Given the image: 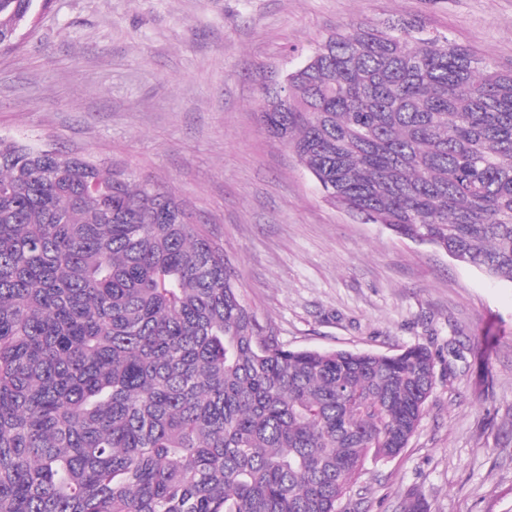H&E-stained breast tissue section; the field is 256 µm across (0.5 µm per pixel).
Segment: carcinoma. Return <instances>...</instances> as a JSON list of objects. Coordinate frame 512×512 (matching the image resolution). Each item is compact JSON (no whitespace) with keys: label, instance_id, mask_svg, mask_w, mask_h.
Listing matches in <instances>:
<instances>
[{"label":"carcinoma","instance_id":"1","mask_svg":"<svg viewBox=\"0 0 512 512\" xmlns=\"http://www.w3.org/2000/svg\"><path fill=\"white\" fill-rule=\"evenodd\" d=\"M260 114L329 204L512 282L511 66L350 24ZM435 380L424 346L288 348L175 195L0 136V512H340Z\"/></svg>","mask_w":512,"mask_h":512}]
</instances>
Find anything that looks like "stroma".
Here are the masks:
<instances>
[{
    "instance_id": "1",
    "label": "stroma",
    "mask_w": 512,
    "mask_h": 512,
    "mask_svg": "<svg viewBox=\"0 0 512 512\" xmlns=\"http://www.w3.org/2000/svg\"><path fill=\"white\" fill-rule=\"evenodd\" d=\"M390 18L512 66V0H51L0 52V136L173 191L290 348L430 349L416 432L343 512H512V283L330 205L257 110L332 31Z\"/></svg>"
}]
</instances>
